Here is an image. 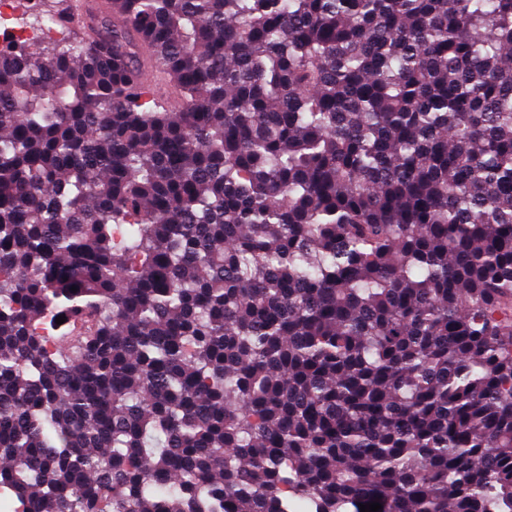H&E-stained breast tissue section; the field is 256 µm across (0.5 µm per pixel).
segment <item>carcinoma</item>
Returning <instances> with one entry per match:
<instances>
[{
    "label": "carcinoma",
    "instance_id": "carcinoma-1",
    "mask_svg": "<svg viewBox=\"0 0 512 512\" xmlns=\"http://www.w3.org/2000/svg\"><path fill=\"white\" fill-rule=\"evenodd\" d=\"M110 2L0 44V494L512 512V0Z\"/></svg>",
    "mask_w": 512,
    "mask_h": 512
}]
</instances>
